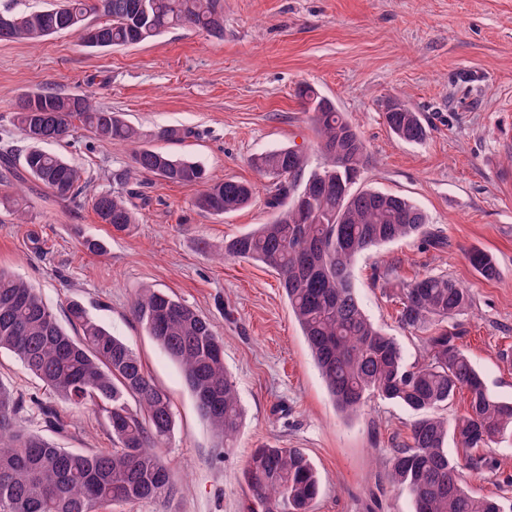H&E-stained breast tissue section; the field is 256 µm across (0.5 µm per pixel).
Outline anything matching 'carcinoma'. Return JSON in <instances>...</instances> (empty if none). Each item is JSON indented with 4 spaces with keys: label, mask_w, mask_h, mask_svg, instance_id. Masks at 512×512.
Here are the masks:
<instances>
[{
    "label": "carcinoma",
    "mask_w": 512,
    "mask_h": 512,
    "mask_svg": "<svg viewBox=\"0 0 512 512\" xmlns=\"http://www.w3.org/2000/svg\"><path fill=\"white\" fill-rule=\"evenodd\" d=\"M0 38L39 42L77 32L91 48L131 47L156 40L170 29L224 35L223 0H59L28 13L4 12ZM298 97L312 113L325 161L308 172L305 155L291 147L251 159L273 177L268 205L276 218L224 240L223 258L257 260L273 269L288 298L328 392L337 408L353 413L370 398L394 401L417 414L409 442L387 461L393 482L406 487L414 512H505L492 497H475L462 483L465 465L487 464L484 450L512 432V402L488 391L458 333L446 322L470 305L468 289L445 276H418L399 288L397 319L420 337L424 355L406 363L397 341L363 312L351 281L358 255L371 247L426 233L427 217L407 198L356 189L367 148L333 102L311 86ZM383 116L401 140L419 143L426 129L417 113L397 99L383 102ZM14 123L26 146L0 154V183H9L15 157L35 181L60 199L83 188L82 170L41 144L62 141L81 124L96 139L133 146L131 164L115 174L122 186L154 176L202 187L195 205L222 216L248 206L254 187L246 181L212 180L200 164L140 144L142 133L83 93L43 89L20 97ZM101 223L124 233L138 223L128 196L101 190L91 197ZM0 206L27 209L20 191L0 194ZM467 259L485 279L499 276L495 260L474 249ZM135 318L182 368L200 414L220 445L236 439L242 421L236 386L224 369V338L204 315L169 293L142 289ZM72 336L59 324L39 291L0 269V351L14 354L43 388L62 401L97 406L108 420L113 448L78 452L17 423L23 403L0 383V512H101L103 508L159 499L169 475L159 453L174 426L167 393L148 375L140 357L73 301ZM469 393L465 414L454 426L438 415L460 391ZM31 407L47 427L61 430L58 416L38 398ZM453 435L462 456L448 455ZM248 512H312L321 482L310 459L297 448L264 444L253 449L242 471Z\"/></svg>",
    "instance_id": "cac0c4a2"
}]
</instances>
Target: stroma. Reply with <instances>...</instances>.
<instances>
[{"label": "stroma", "mask_w": 512, "mask_h": 512, "mask_svg": "<svg viewBox=\"0 0 512 512\" xmlns=\"http://www.w3.org/2000/svg\"><path fill=\"white\" fill-rule=\"evenodd\" d=\"M312 86L356 124L367 147L359 184L400 195L428 218L427 238L395 240L363 253L352 268L366 315L420 359L417 334L397 322L400 284L448 276L470 291L455 324L489 391L512 401V0H224V36L181 29L154 42L96 50L74 33L29 44L0 39V151L19 146L16 99L51 88L90 92L98 107L138 127L145 145L201 164L215 179L256 184L252 203L215 217L193 204L194 189L148 177L129 200L138 222L114 233L90 197L112 188L131 162L126 146L83 128L50 143L84 172L76 199L23 181L28 218L0 207V268L36 288L63 329L81 302L141 357L170 396L172 436L161 454L171 489L122 512H246L242 469L253 448L301 449L322 482L315 512H414L386 461L406 443L413 411L374 397L357 414L337 409L290 310L278 275L245 259L219 260L225 239L271 222V181L254 156L294 147L321 165L311 113L296 95ZM399 99L427 128L423 142L397 138L381 104ZM162 128L187 138L154 139ZM101 240L94 254L81 241ZM491 254L499 276L481 277L466 258ZM159 288L207 316L224 338V365L244 411L234 445L200 416L181 368L131 314L137 293ZM0 382L20 399L38 395L68 422L55 442L83 452L111 449L112 433L93 406L74 408L45 391L11 353L0 352ZM491 463L465 471L473 494L512 504V442L492 446Z\"/></svg>", "instance_id": "stroma-1"}]
</instances>
